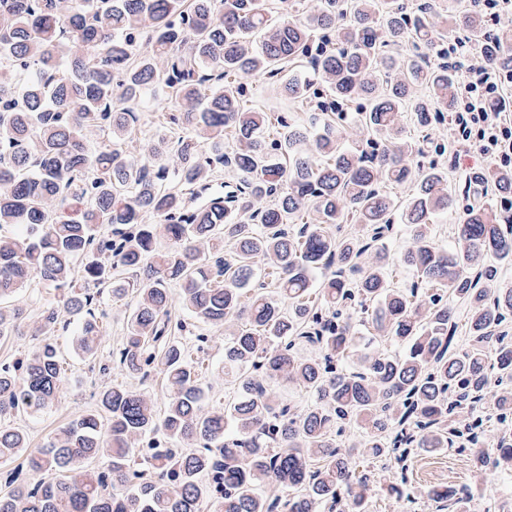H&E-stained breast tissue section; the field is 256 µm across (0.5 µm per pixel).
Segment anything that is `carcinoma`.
I'll return each mask as SVG.
<instances>
[{"instance_id":"cac0c4a2","label":"carcinoma","mask_w":512,"mask_h":512,"mask_svg":"<svg viewBox=\"0 0 512 512\" xmlns=\"http://www.w3.org/2000/svg\"><path fill=\"white\" fill-rule=\"evenodd\" d=\"M289 8L293 19L275 16L269 0H0V342L23 335L10 299L37 279L60 291L40 310V330H53L65 310L78 322L76 349L95 358L94 304L119 268L137 297L119 366L129 376L160 371L168 392L158 416L149 396L104 387L97 409L26 457L50 479L34 490L10 480L0 512H200L204 502L211 512H364L374 485L362 460L402 461L456 442L479 474L512 472V343L500 330L512 314V288L500 281L512 264V226L477 199L455 246L443 249L431 223L453 208L448 174L431 167L412 178L404 113L430 127L458 83L446 66L398 56L410 41L443 40L432 6L413 16L395 0ZM462 23L480 37V15L465 11ZM303 62L309 75L285 80L284 92L336 114L338 125L365 126L381 153L340 142L329 123L312 134L281 115L272 119L280 139L256 134L272 120L245 108L238 77L272 79ZM158 81L170 89L164 119L184 134L148 145L138 160L123 144ZM416 86L429 99H413ZM226 137L235 143L228 154ZM310 138L312 155L297 148ZM224 166L237 184L215 193ZM411 179L402 206L378 189ZM486 181L512 193V171L478 173L470 185ZM396 214L410 232L398 261L416 278L405 289L387 280ZM344 224L354 232L342 234ZM159 225L172 241L165 251L154 247ZM259 259L278 302L254 285ZM175 301L212 326L247 316L248 327L224 339L241 396L223 410L204 409L196 366L175 335L183 324L171 325ZM347 303L371 313L376 335L394 347L359 370L345 366L355 345ZM298 342L321 354H298ZM270 380L302 385L313 403L290 409ZM494 381L497 430L479 416L461 430L453 412L482 402ZM65 383L48 339L0 366L1 461L26 448L24 433L3 421L57 400ZM355 426L365 429L364 447H341ZM268 484L287 495H264ZM428 495L453 512H471L474 500Z\"/></svg>"}]
</instances>
